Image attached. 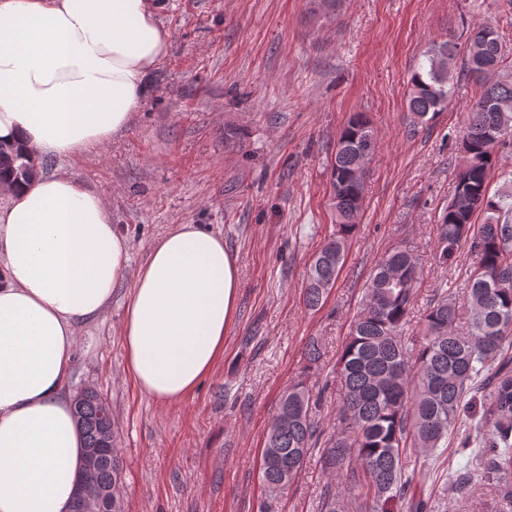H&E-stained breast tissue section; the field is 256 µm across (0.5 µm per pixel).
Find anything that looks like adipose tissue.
Instances as JSON below:
<instances>
[{"label": "adipose tissue", "instance_id": "ef3b65f1", "mask_svg": "<svg viewBox=\"0 0 512 512\" xmlns=\"http://www.w3.org/2000/svg\"><path fill=\"white\" fill-rule=\"evenodd\" d=\"M160 0H0V142L44 158L128 127L166 55ZM106 199L76 177L0 184V512H70L83 442L67 395L78 322L128 267ZM239 269L223 236L179 224L139 267L121 323L127 368L160 403L224 353Z\"/></svg>", "mask_w": 512, "mask_h": 512}]
</instances>
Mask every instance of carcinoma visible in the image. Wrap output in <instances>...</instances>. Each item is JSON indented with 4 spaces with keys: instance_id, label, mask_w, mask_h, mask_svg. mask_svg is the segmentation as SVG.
<instances>
[{
    "instance_id": "cac0c4a2",
    "label": "carcinoma",
    "mask_w": 512,
    "mask_h": 512,
    "mask_svg": "<svg viewBox=\"0 0 512 512\" xmlns=\"http://www.w3.org/2000/svg\"><path fill=\"white\" fill-rule=\"evenodd\" d=\"M467 43L460 60L450 40L435 41L424 51L425 63L408 82L413 120L407 133L416 134L448 107L455 70L479 84L462 112L465 153L458 156L453 194L435 224L438 264H448L462 246L476 259L463 295L468 330L455 326L457 293L448 291L445 281L433 290L416 335L404 336L421 271L402 247L386 251L366 277L336 361L343 398L333 430L320 429L312 417L324 393L313 381L325 354L319 339H308L300 373L281 394L261 450V478L270 495L288 490L317 451L323 470L345 477L354 512H397L400 506L427 512L428 500L416 495V476L448 448L450 438L458 452L478 448L486 461L485 481L512 476V171L499 166V149L512 145V61L497 24L474 29ZM375 147L371 120L353 113L331 164L335 232L312 258L305 278L303 300L311 310L322 306L345 264ZM44 168L22 150L0 144V180L26 184ZM495 175L502 186L492 193ZM478 215L480 224L474 220ZM478 387L485 413L498 425L496 435L480 439L463 420L465 400ZM104 404L95 390L86 389L79 393L76 418L84 453L97 456L94 485L106 492L111 512H124V464ZM321 512H345L328 487Z\"/></svg>"
}]
</instances>
